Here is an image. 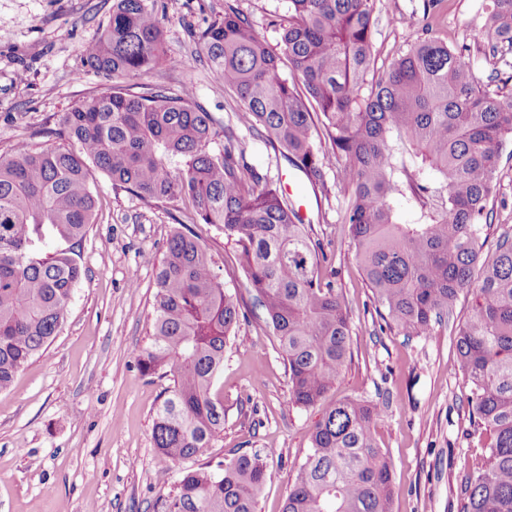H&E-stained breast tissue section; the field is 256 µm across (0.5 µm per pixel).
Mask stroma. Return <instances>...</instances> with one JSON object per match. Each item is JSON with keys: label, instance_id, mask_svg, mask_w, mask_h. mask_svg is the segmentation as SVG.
<instances>
[{"label": "stroma", "instance_id": "1", "mask_svg": "<svg viewBox=\"0 0 512 512\" xmlns=\"http://www.w3.org/2000/svg\"><path fill=\"white\" fill-rule=\"evenodd\" d=\"M483 0H376L373 54L386 67L423 24L464 47L482 24ZM166 63L150 83L192 90L216 130L230 129L249 167L277 181L290 164L237 121L239 99L208 65L194 60L190 29L224 12V0H164ZM255 31L277 44L273 26L287 0H235ZM112 13V0H0V154L21 141L50 147L46 129L85 97L111 90V77L84 63ZM484 257L512 233V157L499 166ZM94 224L80 250L82 279L72 290L59 335L0 392V512H157L176 469L160 466L152 439L155 412L171 382L137 366L150 341L156 266L173 230L192 229L220 265L247 318L224 352L212 393L224 401V433L211 465L257 450L268 454L258 512H281L304 461L321 407L290 402L288 370L265 310L247 290L235 244L223 230L193 223L183 203H154L114 188L93 171ZM309 232L331 262L323 275L341 290L353 330L351 360L329 401L383 405L374 432L392 468L393 512H457V488L482 452L470 421V386L451 372L455 326L407 337L384 328L343 222L351 192L335 169L306 186Z\"/></svg>", "mask_w": 512, "mask_h": 512}]
</instances>
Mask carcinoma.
<instances>
[{"mask_svg": "<svg viewBox=\"0 0 512 512\" xmlns=\"http://www.w3.org/2000/svg\"><path fill=\"white\" fill-rule=\"evenodd\" d=\"M161 0H112L87 66L118 82L165 62ZM375 0H288L272 47L230 3L200 31L195 57L235 90L238 120L259 132L310 183L337 168L351 189L344 223L389 328L431 334L455 322L463 291L475 304L456 339L454 371L470 384V416L487 440L458 487V512H512V236L481 260L497 173L512 143V89L482 81L462 52L490 59L512 50V0H486L470 44L452 49L417 31L378 76ZM56 135L0 155V391L60 331L75 258L96 206L90 167L144 200L190 203L202 224L234 241L248 289L265 309L288 370L291 401L320 404L341 377L352 336L343 298L321 269L328 257L266 175L249 167L235 136L218 139L214 118L193 96L159 85L115 86L65 114ZM328 148L321 147L322 142ZM411 195L422 220L400 224L391 200ZM54 236L68 247L46 253ZM191 233L174 231L156 267L147 376L171 377L152 438L165 466L197 462L224 433V402L211 395L224 348L244 316ZM380 407L339 401L324 410L283 512H392L391 465L377 448ZM267 457L243 453L186 467L159 512H256Z\"/></svg>", "mask_w": 512, "mask_h": 512, "instance_id": "carcinoma-1", "label": "carcinoma"}]
</instances>
